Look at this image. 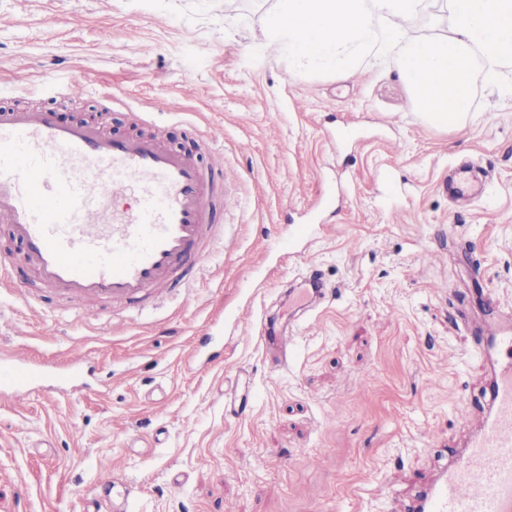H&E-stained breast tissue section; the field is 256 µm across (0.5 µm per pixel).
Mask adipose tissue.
Returning a JSON list of instances; mask_svg holds the SVG:
<instances>
[{"label":"adipose tissue","instance_id":"1","mask_svg":"<svg viewBox=\"0 0 512 512\" xmlns=\"http://www.w3.org/2000/svg\"><path fill=\"white\" fill-rule=\"evenodd\" d=\"M438 15L425 33L403 20ZM261 39L289 71L353 77L393 65L432 125L458 126L478 78L512 68V0H272Z\"/></svg>","mask_w":512,"mask_h":512}]
</instances>
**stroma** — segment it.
Returning <instances> with one entry per match:
<instances>
[{
  "label": "stroma",
  "instance_id": "1",
  "mask_svg": "<svg viewBox=\"0 0 512 512\" xmlns=\"http://www.w3.org/2000/svg\"><path fill=\"white\" fill-rule=\"evenodd\" d=\"M228 13L261 25L255 0H0V106L156 128L225 167L223 246L145 307L77 315L0 224V352L96 365L0 400V512H88L104 458L140 487L130 512H397L466 434L486 378L474 290L512 297V97L477 81L437 127L393 68L291 72L225 35ZM465 162L483 189L454 202L438 185ZM312 265L334 294L273 368L258 321Z\"/></svg>",
  "mask_w": 512,
  "mask_h": 512
}]
</instances>
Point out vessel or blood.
<instances>
[{
	"mask_svg": "<svg viewBox=\"0 0 512 512\" xmlns=\"http://www.w3.org/2000/svg\"><path fill=\"white\" fill-rule=\"evenodd\" d=\"M223 166L206 170L159 135L113 137L94 123L64 124L53 109H0V223L26 245L34 278L77 303L154 299L205 266L223 241L212 210ZM490 357L483 417L464 446L405 512H512V323L494 295L481 298ZM294 324L263 320L258 341L283 368ZM48 362L0 356V396L25 398L56 375ZM136 488L106 478L93 512H128Z\"/></svg>",
	"mask_w": 512,
	"mask_h": 512,
	"instance_id": "1",
	"label": "vessel or blood"
}]
</instances>
